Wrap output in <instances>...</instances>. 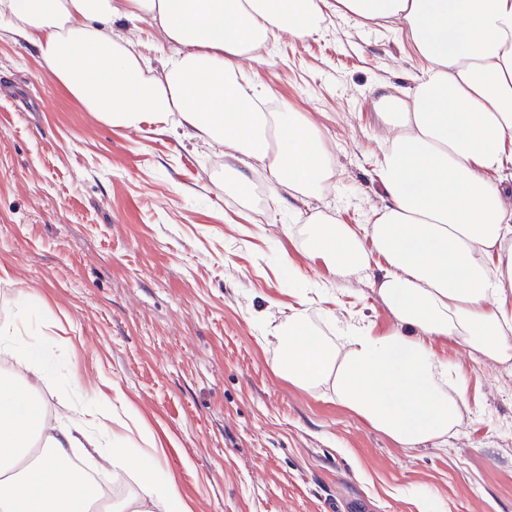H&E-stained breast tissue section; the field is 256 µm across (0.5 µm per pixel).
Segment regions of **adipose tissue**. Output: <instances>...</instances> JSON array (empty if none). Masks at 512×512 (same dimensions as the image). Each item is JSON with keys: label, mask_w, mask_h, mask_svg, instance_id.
Returning a JSON list of instances; mask_svg holds the SVG:
<instances>
[{"label": "adipose tissue", "mask_w": 512, "mask_h": 512, "mask_svg": "<svg viewBox=\"0 0 512 512\" xmlns=\"http://www.w3.org/2000/svg\"><path fill=\"white\" fill-rule=\"evenodd\" d=\"M357 26L386 23L425 63L399 93L373 101L390 132L375 181L371 225L313 210L301 227L307 257L341 277L368 278L395 320L387 333L352 329L337 347L315 336L306 300L267 323L275 375L326 388L398 444L440 439L461 422L465 381L431 350L453 340L512 361V0H0V21L32 45L53 80L113 127L183 135L253 159L274 190L318 195L332 158L303 112H264L268 89L240 82L242 60L288 33L303 40L327 11ZM150 18L181 50L154 70L112 35L115 19ZM0 349L26 375L0 377V512H90L98 486L74 449L103 455L102 473L134 471L139 491L102 512H190L158 454L124 448L141 421L112 415L104 396L47 424L33 397L49 379L47 350L0 324Z\"/></svg>", "instance_id": "1"}]
</instances>
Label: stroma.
Here are the masks:
<instances>
[{
    "instance_id": "35a3bbf8",
    "label": "stroma",
    "mask_w": 512,
    "mask_h": 512,
    "mask_svg": "<svg viewBox=\"0 0 512 512\" xmlns=\"http://www.w3.org/2000/svg\"><path fill=\"white\" fill-rule=\"evenodd\" d=\"M112 28L154 68L173 53L156 21ZM423 66L399 33L332 12L305 40L272 41L243 78L308 114L333 177L320 197H284L255 162L243 199L223 147L112 127L0 28V323L52 355L57 380L35 390L46 420L66 416L63 394L122 393L154 437L128 447L156 449L192 512H512V362L433 341L468 383L461 424L407 448L271 372L255 319L281 321L304 297L328 341L339 320L394 328L369 283L307 258L299 227L317 208L371 223L373 100ZM22 292L42 302L20 317Z\"/></svg>"
}]
</instances>
